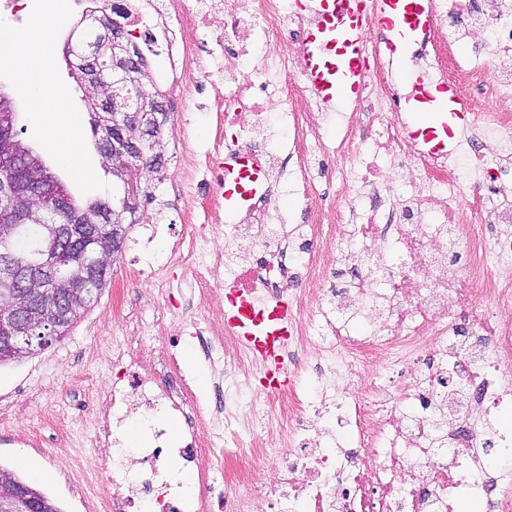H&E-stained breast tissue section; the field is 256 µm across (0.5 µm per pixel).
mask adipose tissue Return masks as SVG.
Wrapping results in <instances>:
<instances>
[{"label":"adipose tissue","instance_id":"1","mask_svg":"<svg viewBox=\"0 0 512 512\" xmlns=\"http://www.w3.org/2000/svg\"><path fill=\"white\" fill-rule=\"evenodd\" d=\"M68 22L65 14H54L51 21L36 30L0 27V55L7 56L20 76L18 92L29 99L36 111H43L49 92L48 75L39 61L51 49L52 34Z\"/></svg>","mask_w":512,"mask_h":512}]
</instances>
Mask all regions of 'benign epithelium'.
I'll return each mask as SVG.
<instances>
[{
	"instance_id": "obj_1",
	"label": "benign epithelium",
	"mask_w": 512,
	"mask_h": 512,
	"mask_svg": "<svg viewBox=\"0 0 512 512\" xmlns=\"http://www.w3.org/2000/svg\"><path fill=\"white\" fill-rule=\"evenodd\" d=\"M104 42L119 45L126 50L119 67L125 74L141 72L144 62L129 50L131 40L124 33H114ZM121 120L115 122L112 134V157L122 163L117 175L132 183L139 165L130 160L124 138L118 133L128 127H140L145 113L139 108L128 107L120 112ZM16 106L6 95L0 96V159L6 162L8 176L0 181V231L8 234L23 224H65L70 217V195L65 187L52 178L43 164L30 150L18 143L15 127ZM36 195L49 201L42 215L36 216L25 206V201ZM0 261V282L10 288L9 296L0 301V355L14 358L30 352L35 347L36 328L44 312L43 289L56 284L46 276L45 269L36 261L16 264L8 253ZM99 287L95 260H90L85 276L65 288L56 298V309L62 318L58 334L65 333L69 318L77 302ZM7 507L13 512H47L43 500L27 485H9Z\"/></svg>"
}]
</instances>
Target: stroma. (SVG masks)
<instances>
[{"instance_id": "stroma-1", "label": "stroma", "mask_w": 512, "mask_h": 512, "mask_svg": "<svg viewBox=\"0 0 512 512\" xmlns=\"http://www.w3.org/2000/svg\"><path fill=\"white\" fill-rule=\"evenodd\" d=\"M86 30L85 22L72 14L67 26L54 33L49 57L53 93L47 108L60 124L69 114L77 115L82 159L94 167L96 185H87L60 160L40 115L27 98L18 95L19 76L4 58H0V90L12 96L18 108L16 123L22 141L42 157L72 197L108 202L122 196L124 185L104 167L95 147L89 87L76 78L66 54L68 44L78 43ZM132 263V251L123 249L106 287L61 341L33 356L0 365V466L15 468L18 458L24 457L29 465L21 470L22 477L33 481L38 472L54 473V480L41 483L40 488L61 512H102L101 500L108 495L106 481L86 470L94 454L86 432L100 406L104 382L112 373L113 343L150 333L149 320L160 309L169 326H181L183 313L194 312L203 301L199 294L187 296L179 289L180 280L189 273L177 265L171 270L169 291L176 304L160 308L151 277L131 276Z\"/></svg>"}]
</instances>
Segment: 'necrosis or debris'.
<instances>
[{
  "instance_id": "4bbe7bcc",
  "label": "necrosis or debris",
  "mask_w": 512,
  "mask_h": 512,
  "mask_svg": "<svg viewBox=\"0 0 512 512\" xmlns=\"http://www.w3.org/2000/svg\"><path fill=\"white\" fill-rule=\"evenodd\" d=\"M70 8L146 32L148 53L169 63L163 97L216 93L213 137L187 132L174 147L210 203L203 223L140 225L131 248L157 282L176 258L210 287L193 335L204 352L223 348L225 378L243 373L250 393L198 397L164 314L153 319L163 342L114 345L90 430L92 467L112 486L106 512H458L465 500L512 512V470L499 465L512 455V0H434L412 64L465 86L475 107L452 159L404 135L381 31L368 35L361 97L323 108L301 68L316 21L305 0ZM238 157L262 180L228 211L224 161ZM328 176L340 200L323 204ZM241 289L292 314L278 390L257 387L251 353L224 329V301ZM134 419L143 439L131 447ZM228 437L245 450L232 480L216 453ZM193 468L206 495L184 489Z\"/></svg>"
}]
</instances>
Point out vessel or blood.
<instances>
[{"label":"vessel or blood","instance_id":"1","mask_svg":"<svg viewBox=\"0 0 512 512\" xmlns=\"http://www.w3.org/2000/svg\"><path fill=\"white\" fill-rule=\"evenodd\" d=\"M432 0H321L316 24L305 36L302 67L310 89L327 105L356 101L366 80L367 33L372 26L388 30L392 37L390 66L405 88L401 120L421 147L449 152L454 134L467 125L469 107L448 83H432L408 62L411 42L424 33ZM224 321L244 343L258 346L262 357L276 361L258 325L243 307L229 305Z\"/></svg>","mask_w":512,"mask_h":512}]
</instances>
